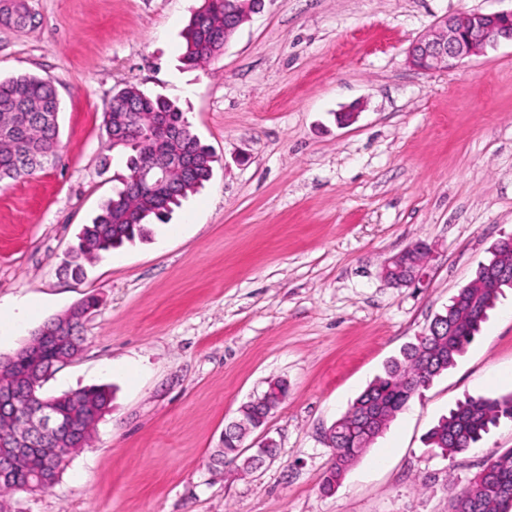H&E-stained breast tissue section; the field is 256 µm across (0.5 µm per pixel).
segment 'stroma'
<instances>
[{
    "label": "stroma",
    "mask_w": 512,
    "mask_h": 512,
    "mask_svg": "<svg viewBox=\"0 0 512 512\" xmlns=\"http://www.w3.org/2000/svg\"><path fill=\"white\" fill-rule=\"evenodd\" d=\"M199 4L27 0L34 26H0V78H51L61 101L56 163L0 184V303L31 307L0 356L93 295L81 352L43 391L112 389L91 446L11 512H448L512 449L509 419L464 453L425 444L457 402L512 393V289L329 495L326 434L512 235V44L445 73L407 62L438 18L512 0H264L222 55L186 70ZM129 84L178 101L218 161L150 239L76 279L66 254L123 168L103 115ZM419 241L426 277L384 282L383 262ZM276 379V457L213 471L226 424Z\"/></svg>",
    "instance_id": "1"
}]
</instances>
